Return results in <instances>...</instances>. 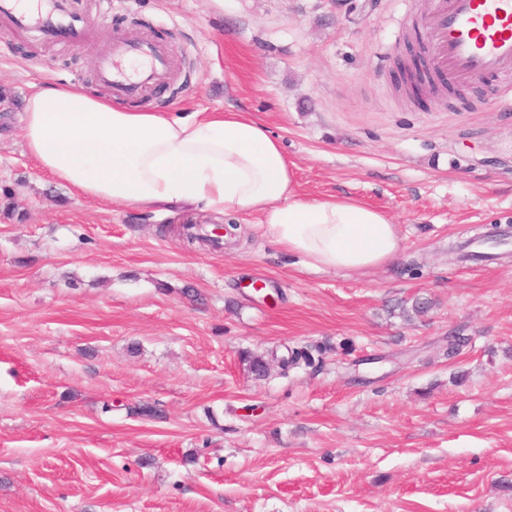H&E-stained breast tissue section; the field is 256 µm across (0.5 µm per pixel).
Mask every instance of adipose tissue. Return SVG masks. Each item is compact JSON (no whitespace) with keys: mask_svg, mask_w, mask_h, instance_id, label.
<instances>
[{"mask_svg":"<svg viewBox=\"0 0 512 512\" xmlns=\"http://www.w3.org/2000/svg\"><path fill=\"white\" fill-rule=\"evenodd\" d=\"M23 114L26 151L85 196L257 212L274 243L317 271H362L400 250L398 225L363 201L300 198L280 142L250 113L169 118L52 83L26 97Z\"/></svg>","mask_w":512,"mask_h":512,"instance_id":"adipose-tissue-1","label":"adipose tissue"}]
</instances>
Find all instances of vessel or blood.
Listing matches in <instances>:
<instances>
[{"label":"vessel or blood","mask_w":512,"mask_h":512,"mask_svg":"<svg viewBox=\"0 0 512 512\" xmlns=\"http://www.w3.org/2000/svg\"><path fill=\"white\" fill-rule=\"evenodd\" d=\"M419 24L432 43L436 78L451 85L491 81L501 101H512V0H435ZM30 30L47 41L64 37L82 46L92 26L70 0H0V34ZM131 55L148 61L135 76L122 67ZM168 65L165 44L123 33L103 54L98 79L114 96L136 100L164 80Z\"/></svg>","instance_id":"b4317fda"}]
</instances>
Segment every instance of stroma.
I'll list each match as a JSON object with an SVG mask.
<instances>
[{
  "label": "stroma",
  "instance_id": "1",
  "mask_svg": "<svg viewBox=\"0 0 512 512\" xmlns=\"http://www.w3.org/2000/svg\"><path fill=\"white\" fill-rule=\"evenodd\" d=\"M432 3L77 0L90 45L0 43V512H512V110L488 83L396 91ZM137 19L173 69L135 108L253 114L302 199L398 224L396 258L308 271L253 212L190 245L224 216L43 172L25 98L105 94L98 58ZM305 346L263 380L240 357Z\"/></svg>",
  "mask_w": 512,
  "mask_h": 512
}]
</instances>
